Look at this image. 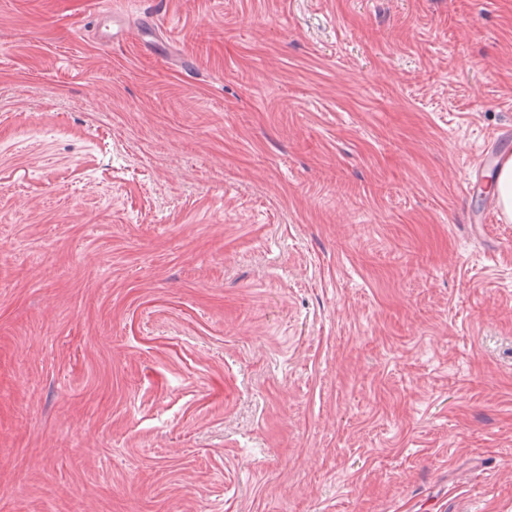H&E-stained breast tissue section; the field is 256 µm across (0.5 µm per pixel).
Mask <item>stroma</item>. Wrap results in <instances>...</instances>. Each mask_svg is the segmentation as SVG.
Returning <instances> with one entry per match:
<instances>
[{"mask_svg": "<svg viewBox=\"0 0 512 512\" xmlns=\"http://www.w3.org/2000/svg\"><path fill=\"white\" fill-rule=\"evenodd\" d=\"M0 0V512H512V0ZM492 190L506 222H512V157L506 158L496 171Z\"/></svg>", "mask_w": 512, "mask_h": 512, "instance_id": "stroma-1", "label": "stroma"}]
</instances>
